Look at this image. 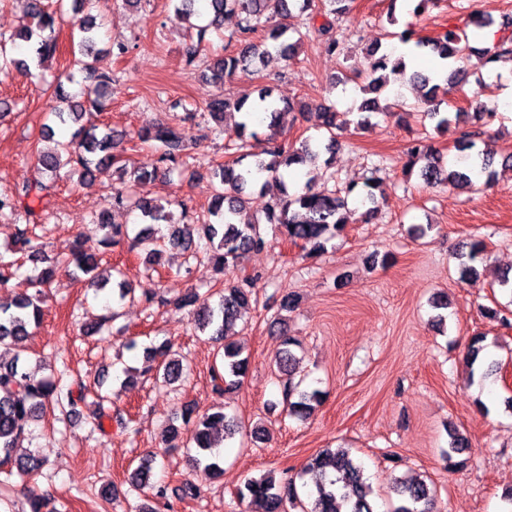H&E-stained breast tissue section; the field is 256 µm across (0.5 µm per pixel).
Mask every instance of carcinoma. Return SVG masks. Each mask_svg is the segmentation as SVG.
<instances>
[{
  "label": "carcinoma",
  "instance_id": "carcinoma-1",
  "mask_svg": "<svg viewBox=\"0 0 512 512\" xmlns=\"http://www.w3.org/2000/svg\"><path fill=\"white\" fill-rule=\"evenodd\" d=\"M351 0H208L211 15L210 25L218 27L224 23V16L235 15L239 18L238 28L228 35V43L236 45V51L224 57L206 63L202 77L213 82L223 83L239 67L252 66L264 68L272 53L266 40L257 38L265 30L269 38L277 42V55L291 60L298 54L302 38H293L296 29L288 24L292 11L309 13V18L317 15L325 17L316 32L326 37L323 43L325 52L345 55V44L333 35L335 25L349 10ZM74 12L80 18L72 19L73 28L79 33V54L73 65L87 75L92 85L84 89V100L72 101L65 94L63 86H58V104L52 114L62 124H74L77 129L67 142H61L50 151L38 155L42 173L54 179L64 166L70 165L83 180L92 179L103 170L113 168L116 179L112 183V204L118 207L130 204L141 213L142 224L131 241V249L139 250L144 262L150 266L161 263L163 254L168 250H179L194 259L205 258L215 268L224 272L238 267L240 260L250 252L261 251L267 241L261 225L269 224L279 231L288 241L302 243L307 249L305 257L313 258L323 254L326 245L352 223L356 210L349 207V196L356 193L357 185L345 187L344 195H338L327 189L317 190L313 180H308L299 191L282 192L265 209L263 214L250 212L247 191L256 187L262 176H274L280 170L293 165L310 167L317 164L324 153H333L340 146L336 131L346 128L350 121L339 118V113L330 105H313L304 101L279 100L273 97L271 89L264 87L259 93L260 106L248 103L249 97L229 98L218 96L210 99L204 115L220 124L227 115L238 114L241 120L235 123L237 130V158L213 172L219 179L213 198L207 207V220L203 224H176L171 211L163 204L148 199H135L131 193L133 184L155 179L162 172L184 165L194 158V146L187 142L176 123H147L138 131V138L146 144L155 159L132 168L121 160L118 147L123 135L117 134L103 124L84 121L87 112H101L110 85V72L102 64V57L95 52V21L90 14L93 0H73ZM29 14L36 20L37 30L25 28L17 34L5 38L0 36V72L15 69L29 71L27 60L9 54L8 44L19 39L25 42L38 36L35 53L39 63L53 58L60 50L57 32L58 16L46 9L43 0H28ZM206 30H200L197 41L184 47V56L190 65H198L201 55V43ZM389 36L403 44H413L418 50L427 48L442 61L448 62V78L439 83L423 72L406 74V64L399 58L389 62L388 53L382 51V43L377 42L367 49L365 57V85L361 90L365 94L378 93L392 82L409 83L423 90L421 103L427 105L423 114L434 123V129L441 135L453 138L454 148L466 152L473 159V165L466 169H450L430 149L420 145L412 146L408 151L405 168L410 170L420 166V177L428 185H451L456 189L478 191V180L490 185L496 178L493 169L494 154L476 149V132L463 131L460 125L467 117L480 127H488L498 118V113L479 104L473 113L448 112L441 110L448 90L466 81L468 72L461 63L474 53L470 45L467 28H453L428 40L413 39V33L404 30L391 32ZM262 108L269 118L270 134L261 150H256L260 142L258 133L249 129L251 113ZM382 111L376 98L366 99L360 105L358 126L370 123L374 114ZM296 112L301 119L326 133V140L306 139L290 147L276 140V130L280 118L286 113ZM379 168H371L370 176L363 182V192L358 194V203L366 207L361 213L369 220L377 212V199L374 190L378 187L376 177ZM45 185L37 182L26 185L15 196H0V209L15 208L21 204V198L31 193H40ZM105 230L99 246L107 249L120 244L127 232L119 224L102 223ZM18 242L23 245L27 259L43 268L34 276L36 294L16 296L6 303L0 302V348L13 352L12 359L5 360L0 354V466L16 470L19 477L31 479L41 467V459L35 454L14 457V448L18 447L29 422L41 418L49 409L58 410L67 419L81 414L91 385L81 378L70 377L68 365L57 377H39L28 370L26 359L20 349L32 327L39 325L42 311L41 295L60 269H73L83 275L87 286L103 290L108 281L95 274L100 258L96 250L79 241L66 258L51 257L43 246L32 244V240L20 233ZM484 252V243L479 239L470 241L466 250L457 254L460 280L469 281L477 275L475 262ZM256 278L248 277L236 284H227L224 288L209 294L201 300L199 294L190 289L176 303L179 309L188 310L191 322L200 332L209 336L217 344L211 378L217 385L230 390L241 383L249 368V357L243 355V346L232 329L242 314L247 312L253 301ZM298 304L296 294H284L279 303L277 323L287 324V314L293 312ZM484 315L489 320L504 327L512 326V309L507 307H487ZM298 346L295 338L285 331L280 332V348L276 356L277 372L282 377V397L288 417L305 419L315 404L321 402L319 390L308 391L302 388L303 380H295L296 365L299 358L293 348ZM466 363L469 379L484 381L499 368V362L487 351L486 336L475 333L467 343ZM183 373L182 359L175 356L171 347L162 344L146 349V360L137 371L142 378L155 375L163 382L172 385L178 382ZM183 423L192 424L188 445L194 448L193 461L196 466L211 475L222 473L221 460L215 452L221 443L233 438L238 430V421L223 410L200 412L195 405H186L181 410ZM448 449L442 451L443 457L451 462V467L459 468L465 461H453V455L462 454L469 448V439L455 430L449 434ZM156 456L146 453L131 474V485L143 502L136 512H158V506L167 497L166 488L151 482L152 464ZM308 476L310 491L308 500L300 498L296 481L292 477L264 476L250 479L237 493L238 504H247L244 512H286L290 506L298 512H375L373 488L364 476V470L349 448L325 449L312 456L304 467ZM393 491L398 497L397 505L390 512H433L436 499L433 488L425 480L411 477L395 480Z\"/></svg>",
  "mask_w": 512,
  "mask_h": 512
}]
</instances>
